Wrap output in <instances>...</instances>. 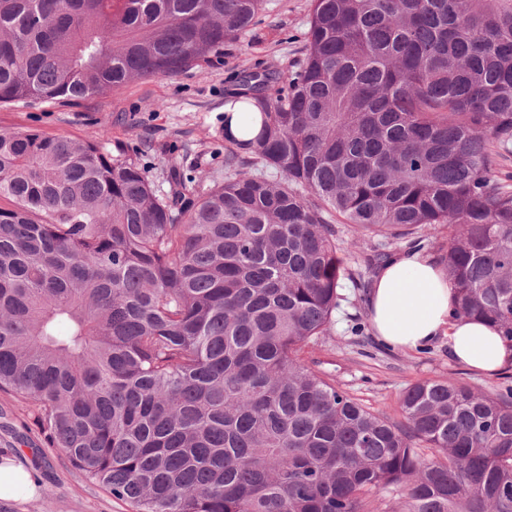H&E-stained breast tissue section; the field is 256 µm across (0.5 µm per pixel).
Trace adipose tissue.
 <instances>
[{
  "label": "adipose tissue",
  "mask_w": 512,
  "mask_h": 512,
  "mask_svg": "<svg viewBox=\"0 0 512 512\" xmlns=\"http://www.w3.org/2000/svg\"><path fill=\"white\" fill-rule=\"evenodd\" d=\"M454 289L428 256L398 253L374 276L366 296L368 318L385 345L405 351L447 338L454 361L494 375L512 365V344L485 321L452 317Z\"/></svg>",
  "instance_id": "obj_1"
}]
</instances>
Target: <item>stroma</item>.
Listing matches in <instances>:
<instances>
[{
	"label": "stroma",
	"instance_id": "stroma-1",
	"mask_svg": "<svg viewBox=\"0 0 512 512\" xmlns=\"http://www.w3.org/2000/svg\"><path fill=\"white\" fill-rule=\"evenodd\" d=\"M311 0H265L241 39L223 54L175 76L133 79L118 90L84 100H24L0 104V130H33L48 136L94 140L112 154L136 160L149 181L165 187L171 162L194 168L201 188L224 179V97L248 65L288 72L309 28ZM328 335L305 348L302 361L334 378L353 398L400 421V394L426 380L454 378L487 393L512 387V368L494 376L470 371L448 355L446 339L417 352L393 349L374 336L366 291L343 282ZM35 470L38 491L27 499H0V512H129L74 471L64 453L50 447L32 405L0 391V457Z\"/></svg>",
	"mask_w": 512,
	"mask_h": 512
}]
</instances>
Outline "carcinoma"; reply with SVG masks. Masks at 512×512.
Returning a JSON list of instances; mask_svg holds the SVG:
<instances>
[{"instance_id":"cac0c4a2","label":"carcinoma","mask_w":512,"mask_h":512,"mask_svg":"<svg viewBox=\"0 0 512 512\" xmlns=\"http://www.w3.org/2000/svg\"><path fill=\"white\" fill-rule=\"evenodd\" d=\"M263 4L0 0V103L178 74ZM294 67L242 69L202 193L0 131V391L131 512H512V394L417 382L398 424L300 360L361 285L338 217L369 266L447 227L452 315L512 343V0H312ZM336 229L339 237L345 242V246H348L347 243H356V247L350 249L352 255L359 256L370 248L371 241L366 235L367 233L354 229L350 224H342L341 218H336Z\"/></svg>"}]
</instances>
